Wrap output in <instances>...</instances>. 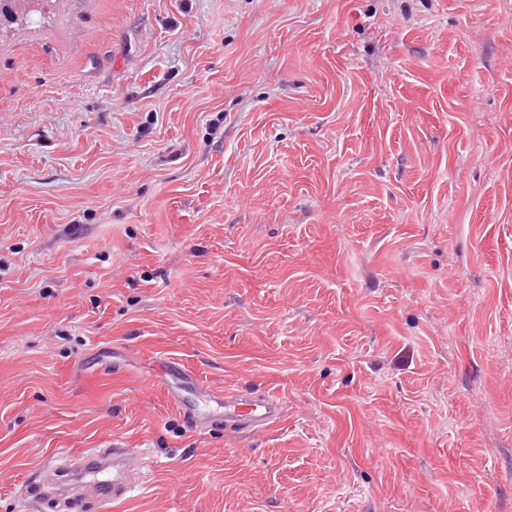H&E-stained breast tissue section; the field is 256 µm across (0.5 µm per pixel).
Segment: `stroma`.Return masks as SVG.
I'll list each match as a JSON object with an SVG mask.
<instances>
[{
	"instance_id": "1",
	"label": "stroma",
	"mask_w": 512,
	"mask_h": 512,
	"mask_svg": "<svg viewBox=\"0 0 512 512\" xmlns=\"http://www.w3.org/2000/svg\"><path fill=\"white\" fill-rule=\"evenodd\" d=\"M282 401L195 434L144 377ZM512 512V0H50L0 29V512ZM135 452V448L113 447L74 455L70 463L82 477L73 495L82 498L84 491L90 490L104 504L124 500L137 483L127 464L128 457Z\"/></svg>"
}]
</instances>
